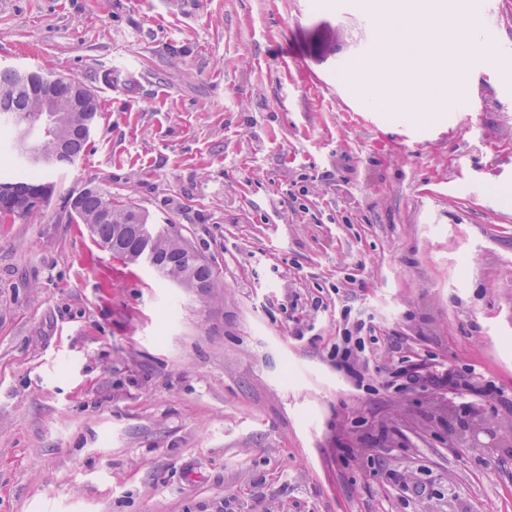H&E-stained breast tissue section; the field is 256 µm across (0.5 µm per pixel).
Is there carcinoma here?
Wrapping results in <instances>:
<instances>
[{"instance_id":"cac0c4a2","label":"carcinoma","mask_w":512,"mask_h":512,"mask_svg":"<svg viewBox=\"0 0 512 512\" xmlns=\"http://www.w3.org/2000/svg\"><path fill=\"white\" fill-rule=\"evenodd\" d=\"M10 90V97L0 100V115L6 114L16 119L17 124L28 125V129L21 133L26 136L42 118L54 119V112H40V104L32 96L27 82L18 78L16 70L8 68L0 70V89ZM86 145V139L72 136L68 141V148L64 153L58 154L54 150L55 144L46 132H40L38 143L28 146L21 145L22 154L46 158L44 164L35 166L26 163L22 167L19 177L14 181L6 182L8 186L36 188L44 186L48 196L44 203H49L54 192V185L43 181V170L61 169L74 164ZM73 206L71 218L77 224H85L98 237L102 247L109 251L121 250L127 253L126 261L136 264L142 261L139 254L140 241L127 235L130 230V205L119 201L110 194L103 193L96 188L87 187L78 195L71 197ZM112 211V220L109 223L101 221L100 216L104 209ZM142 235L150 252L149 264L154 268L155 274L163 280L176 283L182 288L193 290L200 296L207 295L209 289L215 287V270L208 263L198 259L200 253L189 249V245L180 238L170 235L164 228L148 223L146 215H141Z\"/></svg>"}]
</instances>
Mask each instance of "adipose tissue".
Instances as JSON below:
<instances>
[{"label":"adipose tissue","instance_id":"1","mask_svg":"<svg viewBox=\"0 0 512 512\" xmlns=\"http://www.w3.org/2000/svg\"><path fill=\"white\" fill-rule=\"evenodd\" d=\"M404 18L400 35L388 50L361 65L362 91L374 105L392 112H414L437 102L442 87L427 76L437 60H447L459 80H466L478 48L472 30L463 28L459 12L448 11L444 0H400L386 6L384 29Z\"/></svg>","mask_w":512,"mask_h":512}]
</instances>
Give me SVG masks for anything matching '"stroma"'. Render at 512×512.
<instances>
[{"instance_id":"stroma-1","label":"stroma","mask_w":512,"mask_h":512,"mask_svg":"<svg viewBox=\"0 0 512 512\" xmlns=\"http://www.w3.org/2000/svg\"><path fill=\"white\" fill-rule=\"evenodd\" d=\"M377 10L0 0V68L99 103L48 206L0 223V512H512V411L391 385L439 365L512 398V77L439 64L433 108L372 106ZM89 186L195 247L209 296L72 223ZM346 311L363 388L328 357Z\"/></svg>"}]
</instances>
